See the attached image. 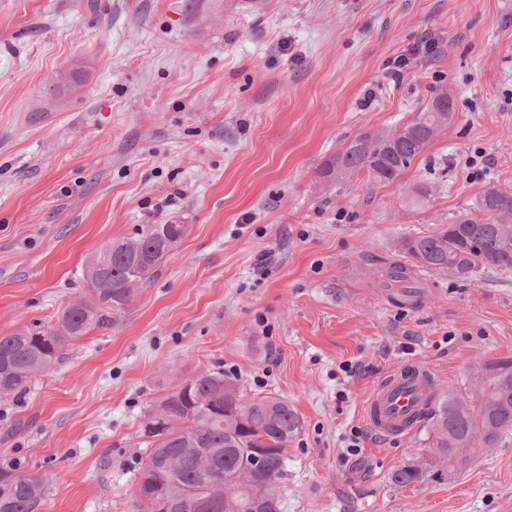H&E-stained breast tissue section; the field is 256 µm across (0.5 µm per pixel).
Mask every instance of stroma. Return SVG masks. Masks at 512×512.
Returning a JSON list of instances; mask_svg holds the SVG:
<instances>
[{
  "label": "stroma",
  "instance_id": "35a3bbf8",
  "mask_svg": "<svg viewBox=\"0 0 512 512\" xmlns=\"http://www.w3.org/2000/svg\"><path fill=\"white\" fill-rule=\"evenodd\" d=\"M90 1L0 0V336L89 296L102 246L186 233L110 326L0 402V467L44 477L40 512H145L147 414L221 370L303 421L281 512H512V434L397 487L432 441L362 416L404 361L471 395L512 357V271L420 270L411 307L382 286L402 241L512 188V0ZM441 87L454 118L399 179L321 182Z\"/></svg>",
  "mask_w": 512,
  "mask_h": 512
}]
</instances>
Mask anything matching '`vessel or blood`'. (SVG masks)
<instances>
[{
    "label": "vessel or blood",
    "mask_w": 512,
    "mask_h": 512,
    "mask_svg": "<svg viewBox=\"0 0 512 512\" xmlns=\"http://www.w3.org/2000/svg\"><path fill=\"white\" fill-rule=\"evenodd\" d=\"M427 368L405 362L384 375L363 406L364 422L382 439L409 436L421 423L434 395Z\"/></svg>",
    "instance_id": "1"
}]
</instances>
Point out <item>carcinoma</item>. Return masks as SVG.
Here are the masks:
<instances>
[{"mask_svg":"<svg viewBox=\"0 0 512 512\" xmlns=\"http://www.w3.org/2000/svg\"><path fill=\"white\" fill-rule=\"evenodd\" d=\"M454 112V97L438 88L400 130L350 141L325 163L321 178L337 186L363 172L372 187L393 182L447 130ZM184 234L183 224L144 225L134 238L112 243L107 266L91 258L84 276L93 299L69 302L50 325L34 323L0 336V399L20 396L35 378L64 362L75 341L110 326L137 289L159 275ZM402 249L419 267L461 278L482 269L512 270V189L486 187L474 210L405 240ZM410 271L404 264L391 266L385 287L414 288ZM188 382L162 402L166 414L159 426L144 427L149 442L132 495L149 498L157 512H281L278 481L288 444L302 429L299 414L275 396L243 400L236 379L221 371H205ZM423 421L433 439L431 457L444 469L463 470L466 449L492 447L512 432V358L483 366L473 398L451 387L435 393ZM254 455L263 468L249 477L245 462ZM422 479L416 465L391 474L400 487ZM46 494L42 476L0 469V512H39Z\"/></svg>","mask_w":512,"mask_h":512,"instance_id":"1","label":"carcinoma"}]
</instances>
